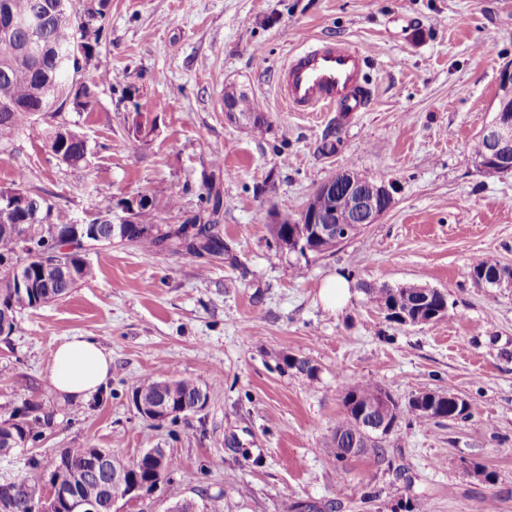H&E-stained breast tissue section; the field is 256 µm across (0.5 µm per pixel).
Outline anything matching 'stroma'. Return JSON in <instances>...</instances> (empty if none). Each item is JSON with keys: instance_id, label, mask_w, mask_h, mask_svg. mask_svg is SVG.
Listing matches in <instances>:
<instances>
[{"instance_id": "1", "label": "stroma", "mask_w": 512, "mask_h": 512, "mask_svg": "<svg viewBox=\"0 0 512 512\" xmlns=\"http://www.w3.org/2000/svg\"><path fill=\"white\" fill-rule=\"evenodd\" d=\"M369 59L366 111L291 112L278 72L315 39ZM266 66L257 69V57ZM512 65V0H110L101 40L80 80L96 82L88 111L63 104L0 143V187L25 174L58 224L122 214L144 189L177 194L182 223L199 210L209 148L225 145L218 259L87 250L96 274L63 299L23 311L0 334V412L31 400L50 414L43 438L0 457V477L38 458L40 491L65 448L164 449L169 483L155 498H221L224 512H281L284 499L335 503V512H512V283L481 287L474 259L512 268V174L477 168L470 146L495 115L498 75ZM243 93L263 125L228 118ZM79 132L78 164L57 160L48 126ZM355 167L390 187L379 223L334 250L282 249L268 213L297 215L314 189ZM353 284L330 311L324 281ZM361 282L443 291L449 317L387 320ZM112 356L90 400H61L49 367L67 337ZM309 361L314 377L286 366ZM196 379L200 411L153 425L135 387L170 373ZM384 386L400 402L420 391L470 403L468 418L410 419L379 454L340 462L332 436L347 383ZM246 494H239L240 486Z\"/></svg>"}]
</instances>
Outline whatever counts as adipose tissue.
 Here are the masks:
<instances>
[{
  "label": "adipose tissue",
  "instance_id": "adipose-tissue-1",
  "mask_svg": "<svg viewBox=\"0 0 512 512\" xmlns=\"http://www.w3.org/2000/svg\"><path fill=\"white\" fill-rule=\"evenodd\" d=\"M111 371L112 358L97 341L71 336L56 347L49 380L60 395L85 401L105 386Z\"/></svg>",
  "mask_w": 512,
  "mask_h": 512
}]
</instances>
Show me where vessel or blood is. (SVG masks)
<instances>
[{
    "mask_svg": "<svg viewBox=\"0 0 512 512\" xmlns=\"http://www.w3.org/2000/svg\"><path fill=\"white\" fill-rule=\"evenodd\" d=\"M366 55L334 40H320L290 55L278 84L280 96L293 112L364 111L369 90L365 81Z\"/></svg>",
    "mask_w": 512,
    "mask_h": 512,
    "instance_id": "b4317fda",
    "label": "vessel or blood"
}]
</instances>
